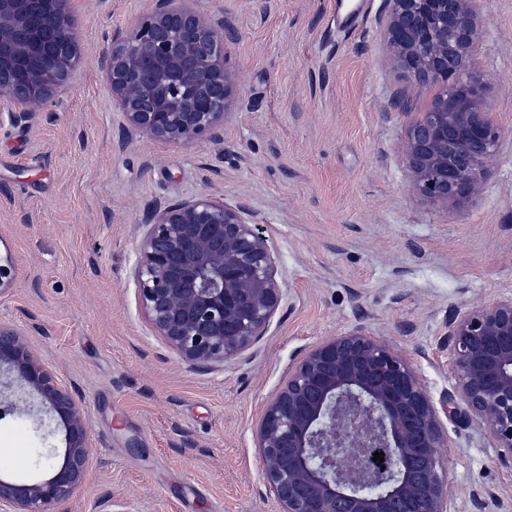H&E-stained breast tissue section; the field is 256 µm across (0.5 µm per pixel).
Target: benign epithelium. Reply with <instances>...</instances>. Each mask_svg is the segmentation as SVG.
<instances>
[{"label": "benign epithelium", "instance_id": "7a95c632", "mask_svg": "<svg viewBox=\"0 0 512 512\" xmlns=\"http://www.w3.org/2000/svg\"><path fill=\"white\" fill-rule=\"evenodd\" d=\"M68 0H0V125L38 112L72 81L77 28ZM398 67L441 92L408 133L416 193L460 203L481 190L501 129L485 111L488 82L470 74L480 37L475 0H388ZM230 27L157 0L102 59L122 135L182 145L223 138L234 79ZM134 265L138 304L155 335L187 362L232 360L266 334L283 297L276 260L242 205L207 195L147 213ZM455 398L512 467V297L448 320ZM39 395L65 432L63 461L36 482L0 480V512H49L70 500L91 462L82 405L0 325V368ZM264 483L278 512H449L437 449L445 435L411 365L357 328L309 349L265 404L257 429ZM383 453L384 461L373 460Z\"/></svg>", "mask_w": 512, "mask_h": 512}]
</instances>
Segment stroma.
Wrapping results in <instances>:
<instances>
[{"mask_svg":"<svg viewBox=\"0 0 512 512\" xmlns=\"http://www.w3.org/2000/svg\"><path fill=\"white\" fill-rule=\"evenodd\" d=\"M223 17L235 96L224 138L169 145L121 136L100 60L113 30L154 0H69L81 64L44 110L0 127V324L24 334L86 409L91 464L53 512H276L257 427L314 344L360 328L416 370L444 429L451 512H512V470L452 405L448 319L512 297V0H476L472 71L502 130L479 194H416L403 145L441 86L407 77L385 34L388 0L336 28L350 0H190ZM210 195L243 205L276 257L284 293L267 334L201 367L155 336L133 278L142 219ZM61 429L0 417V478H48Z\"/></svg>","mask_w":512,"mask_h":512,"instance_id":"obj_1","label":"stroma"}]
</instances>
